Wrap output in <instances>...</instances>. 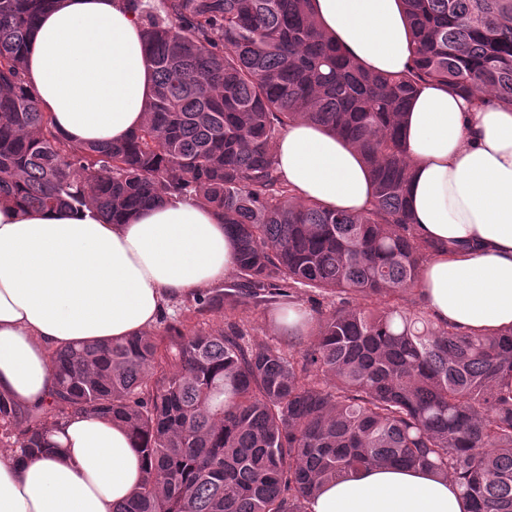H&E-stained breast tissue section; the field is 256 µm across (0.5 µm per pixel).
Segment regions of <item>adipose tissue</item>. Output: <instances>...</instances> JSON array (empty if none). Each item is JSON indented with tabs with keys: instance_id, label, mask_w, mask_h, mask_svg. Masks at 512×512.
Segmentation results:
<instances>
[{
	"instance_id": "1",
	"label": "adipose tissue",
	"mask_w": 512,
	"mask_h": 512,
	"mask_svg": "<svg viewBox=\"0 0 512 512\" xmlns=\"http://www.w3.org/2000/svg\"><path fill=\"white\" fill-rule=\"evenodd\" d=\"M321 28L365 68L404 73L414 45L401 0H314ZM23 82L66 142L126 140L153 93L138 13L129 0H58L38 20ZM402 137L414 174L408 206L440 249L420 298L432 318L467 334L512 327V107L475 102L429 82ZM273 152L298 198L331 210L370 208L362 152L311 122L290 124ZM235 268L224 219L199 200L165 202L126 224L88 208L0 204V393L35 409L52 391L49 354L149 331L168 300ZM57 453L0 452V512H113L143 478V458L111 419L73 415ZM449 478L373 466L326 484L308 512H466Z\"/></svg>"
}]
</instances>
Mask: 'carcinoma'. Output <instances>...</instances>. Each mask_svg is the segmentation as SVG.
<instances>
[{
    "mask_svg": "<svg viewBox=\"0 0 512 512\" xmlns=\"http://www.w3.org/2000/svg\"><path fill=\"white\" fill-rule=\"evenodd\" d=\"M55 0H0V203L90 206L122 224L195 197L224 216L240 284L186 298L225 325L162 314L156 334L52 351L51 400L0 396V437L55 449L71 414L110 417L146 463L114 512H308L320 486L376 464L436 471L469 512H512V328L470 336L398 301L439 249L407 206L404 114L421 84L512 104V0H403L416 45L403 74L370 72L329 41L311 0H133L155 76L127 141L68 144L22 81ZM315 122L364 153V213L301 200L277 170L288 125ZM339 298L314 344H252L249 297Z\"/></svg>",
    "mask_w": 512,
    "mask_h": 512,
    "instance_id": "carcinoma-1",
    "label": "carcinoma"
}]
</instances>
